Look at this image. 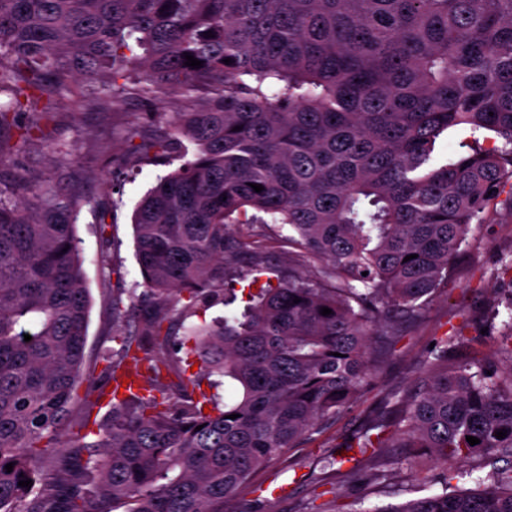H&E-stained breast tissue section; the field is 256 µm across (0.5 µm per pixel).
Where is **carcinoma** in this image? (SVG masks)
<instances>
[{
    "label": "carcinoma",
    "mask_w": 512,
    "mask_h": 512,
    "mask_svg": "<svg viewBox=\"0 0 512 512\" xmlns=\"http://www.w3.org/2000/svg\"><path fill=\"white\" fill-rule=\"evenodd\" d=\"M72 78L103 90L101 105L182 97L127 128L139 143L112 158L181 164L133 212L146 295L112 297L119 348L85 387L81 165L0 182V512H224L256 470L374 389L373 340L395 345L421 315L512 178V0H0L1 166L45 135ZM450 130L466 137L445 156ZM491 135L503 147L479 146ZM247 212L288 229L322 263L318 280L291 272L241 314L187 329L177 349L193 342L201 366L185 376L163 324L174 311L183 324V291L234 303L252 269L230 225ZM455 339L437 338L417 384L392 396L400 447L492 465L512 455V346L504 366H450ZM120 374L145 394L112 391L88 441ZM213 375L238 395L196 393ZM349 447L392 448L393 434L376 424ZM389 512H512V469Z\"/></svg>",
    "instance_id": "obj_1"
}]
</instances>
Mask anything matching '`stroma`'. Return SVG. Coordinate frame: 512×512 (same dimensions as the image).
Wrapping results in <instances>:
<instances>
[{
	"label": "stroma",
	"mask_w": 512,
	"mask_h": 512,
	"mask_svg": "<svg viewBox=\"0 0 512 512\" xmlns=\"http://www.w3.org/2000/svg\"><path fill=\"white\" fill-rule=\"evenodd\" d=\"M82 90L81 84L71 83L60 92L59 121L48 142L36 140L23 148L13 162L0 167V179L58 175L70 154L80 157L91 199L80 215L77 235L91 295L86 369L94 378L102 367L101 354L113 345V294L144 290L135 259L133 209L158 176L169 171L166 165L146 161L138 171L124 175L111 159L128 151L127 127L146 123L154 112L179 110L181 99L175 95L155 102L127 98L114 106L111 120L106 121L96 109H76L74 102ZM104 197L112 202L105 223L97 207ZM231 231L259 263L251 279L237 284L234 309H243L249 294L291 270L316 276L318 263L306 259L287 233H273L257 224H235ZM467 242L459 268L378 369L375 390L353 403L324 433L302 438L257 470L230 504V512H371L427 492L477 490L479 480L488 474L478 454L444 466L425 448H379L359 457L356 466L346 462L347 445L361 428L376 417L394 416L387 395L412 385L436 337L455 332L457 339L448 349L453 363L482 357L512 342L507 328L512 319V191L502 190L473 220Z\"/></svg>",
	"instance_id": "35a3bbf8"
}]
</instances>
